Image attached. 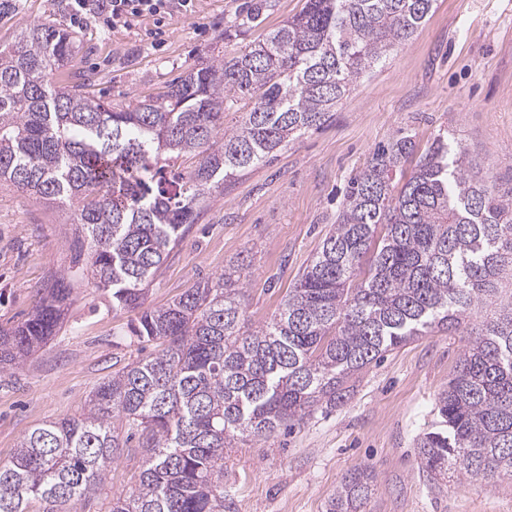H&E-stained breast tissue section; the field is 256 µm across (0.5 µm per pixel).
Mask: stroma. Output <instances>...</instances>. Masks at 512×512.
Instances as JSON below:
<instances>
[{"label": "stroma", "instance_id": "obj_1", "mask_svg": "<svg viewBox=\"0 0 512 512\" xmlns=\"http://www.w3.org/2000/svg\"><path fill=\"white\" fill-rule=\"evenodd\" d=\"M242 0H198L174 13L163 35L153 18L106 29L85 21L64 75L122 107L164 91L183 71L239 51L225 19ZM70 0H0V44L32 23L69 24ZM427 147L440 131L481 159L482 173L512 187V0H436L407 44L368 71L332 122L206 196L197 224L153 277L147 305H166L202 278L244 264L248 327L268 320L336 222L348 181L399 129ZM73 225L54 205L0 185V327L23 321L51 275L70 270ZM133 315L112 310L90 275L58 334L22 367L0 369V461L45 422L78 415L95 385L142 354L128 336ZM457 333L420 336L350 382L347 398L296 428L236 443L224 457V512H326L347 472L368 467L364 512H512V479L433 476L416 456L435 402L465 349ZM141 456L113 462L97 498L80 512H107L113 493L134 488Z\"/></svg>", "mask_w": 512, "mask_h": 512}]
</instances>
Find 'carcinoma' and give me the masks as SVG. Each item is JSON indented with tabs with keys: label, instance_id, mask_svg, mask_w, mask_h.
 <instances>
[{
	"label": "carcinoma",
	"instance_id": "obj_1",
	"mask_svg": "<svg viewBox=\"0 0 512 512\" xmlns=\"http://www.w3.org/2000/svg\"><path fill=\"white\" fill-rule=\"evenodd\" d=\"M434 0H305L238 52L199 64L157 96L115 108L57 77L79 40L57 23L0 46V181L67 210L80 226L72 265L139 310L129 335L155 346L99 382L83 412L49 421L0 461V512H76L138 437L137 487L110 512H224V450L336 406L361 370L418 336L469 340L439 394L436 427L416 443L433 475L512 479V306L494 307L512 273V188L478 176L481 160L438 135L412 175L401 129L350 180L336 224L278 311L252 331L241 267L204 279L163 307L146 287L197 223L205 195L323 128L360 78L405 45ZM274 0H246L224 23L245 40ZM241 104L224 123L229 104ZM188 172L166 177L185 156ZM73 280L56 276L22 323L0 329V365L17 368L60 329ZM374 490L358 467L326 512H362Z\"/></svg>",
	"mask_w": 512,
	"mask_h": 512
}]
</instances>
